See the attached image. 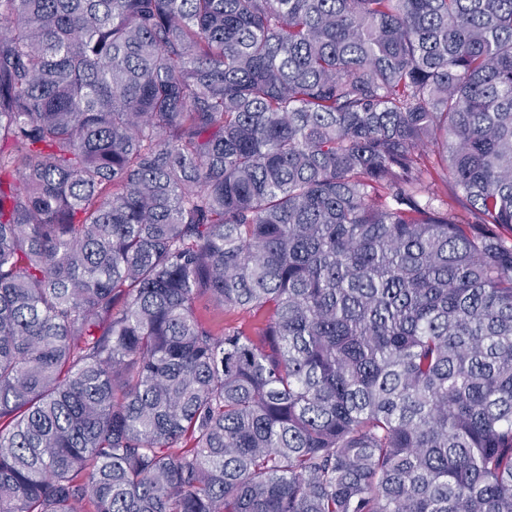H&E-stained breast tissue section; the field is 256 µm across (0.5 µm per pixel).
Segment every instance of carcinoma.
Returning a JSON list of instances; mask_svg holds the SVG:
<instances>
[{"mask_svg": "<svg viewBox=\"0 0 512 512\" xmlns=\"http://www.w3.org/2000/svg\"><path fill=\"white\" fill-rule=\"evenodd\" d=\"M0 512H512V0H0Z\"/></svg>", "mask_w": 512, "mask_h": 512, "instance_id": "obj_1", "label": "carcinoma"}]
</instances>
